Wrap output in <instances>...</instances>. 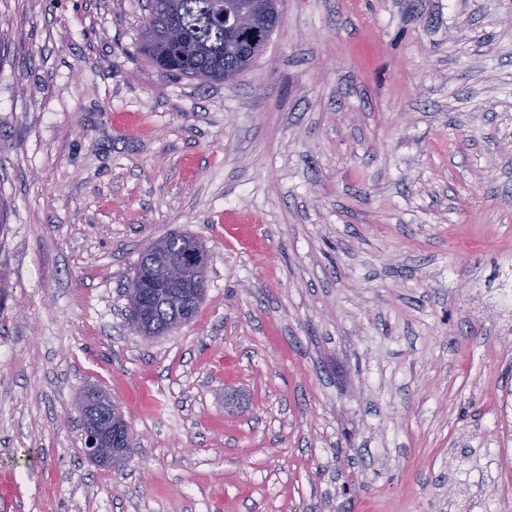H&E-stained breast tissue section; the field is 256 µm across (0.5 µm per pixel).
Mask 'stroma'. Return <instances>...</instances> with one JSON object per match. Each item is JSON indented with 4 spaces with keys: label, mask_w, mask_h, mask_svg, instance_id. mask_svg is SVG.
<instances>
[{
    "label": "stroma",
    "mask_w": 512,
    "mask_h": 512,
    "mask_svg": "<svg viewBox=\"0 0 512 512\" xmlns=\"http://www.w3.org/2000/svg\"><path fill=\"white\" fill-rule=\"evenodd\" d=\"M148 2L0 0V512H512V0H281L231 84L152 68ZM171 233L205 299L148 340ZM159 274V260L156 253L148 248L141 254L139 261L135 267L134 276L129 280L127 288H130L136 277L141 276V283L146 279L155 277ZM142 288H130V325L134 330H138L142 325ZM208 252L207 251H201L198 249H188L186 251L185 258L181 259L179 263L176 266V270L180 274H185V276L192 275L193 280L196 282L198 281V276L196 274L198 273V270L206 269L207 263H208ZM197 288H195V292L198 298H201L205 292V288H202L201 286V280L199 279L198 282H196ZM200 284V285H199ZM109 423L111 428L109 435H105L101 426L96 422L84 429L83 453L90 461L118 468L129 459L133 429L120 409L117 406L112 408V404ZM112 432L114 433L113 440Z\"/></svg>",
    "instance_id": "35a3bbf8"
}]
</instances>
